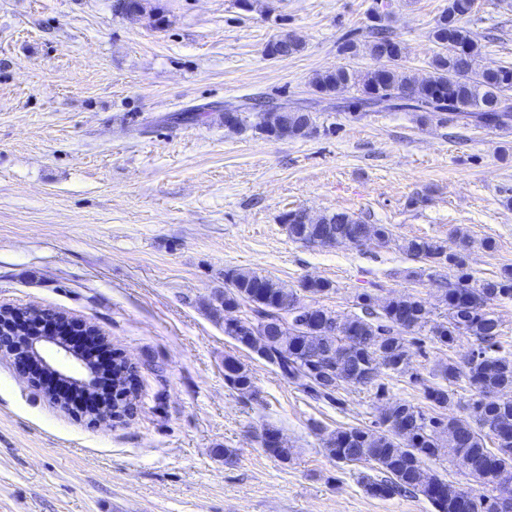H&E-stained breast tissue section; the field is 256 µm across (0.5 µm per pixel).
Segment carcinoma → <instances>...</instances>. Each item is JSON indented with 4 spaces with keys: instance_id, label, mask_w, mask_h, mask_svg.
I'll use <instances>...</instances> for the list:
<instances>
[{
    "instance_id": "carcinoma-1",
    "label": "carcinoma",
    "mask_w": 512,
    "mask_h": 512,
    "mask_svg": "<svg viewBox=\"0 0 512 512\" xmlns=\"http://www.w3.org/2000/svg\"><path fill=\"white\" fill-rule=\"evenodd\" d=\"M462 0H448V8L438 17L431 31L441 48L431 61L432 75L423 83L400 70L402 49L388 29L374 28L369 53L377 66L360 74L346 64H338L315 74L314 88L338 93L355 87L361 96L355 107L371 109L446 112L493 128L512 122V111L500 108L512 91V65H503L491 74L479 68L481 46L477 35L463 24ZM301 50V42L290 38L270 42L266 54L288 57ZM254 128L268 138L308 137L317 131L314 117L303 110L262 109ZM288 236L304 244L327 247L336 243L355 245L361 241L388 243L392 230L385 224H368L347 212L311 217L303 210L281 215ZM414 259L440 264L452 261L458 268L457 281L448 284L442 301L448 320L428 326L429 310L414 296H399L387 301L376 312L364 304V315L344 321L331 311L308 306L315 322L303 326H284L280 311L299 302L300 297L272 279L249 271L224 273V294L214 312L246 307L249 315L238 324L224 323V334L275 366L312 398L335 399L343 384L369 386L380 370L405 371L406 335L429 328L432 340L442 346L459 337L472 336L478 342L477 357L466 373L448 364L444 378L452 384L465 375L478 398L464 417L445 414L453 392L437 385L425 389L431 403L426 411L410 404L387 408L377 429L348 427L330 434L329 454L346 463H367L382 477L362 476L366 491L375 497L389 498L407 492L422 494L434 512H501L499 490L512 483V397L490 400V392H512V357L492 355L500 332V322L491 311L493 302L512 298V270L505 268L496 278L471 283L463 264L448 256L436 241L412 238L402 245ZM138 370L119 355L112 356V396L122 411L130 414L136 406ZM224 378L242 394L254 393L250 370L238 359L224 358ZM457 442V457L462 467L487 487L475 493L446 481L426 467V461L441 453L440 439ZM491 441L494 447L486 446Z\"/></svg>"
}]
</instances>
